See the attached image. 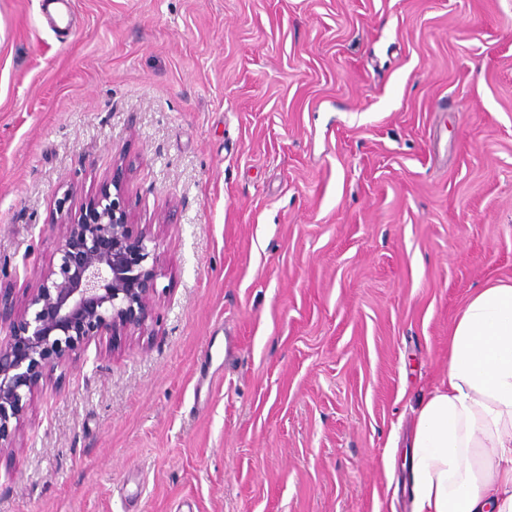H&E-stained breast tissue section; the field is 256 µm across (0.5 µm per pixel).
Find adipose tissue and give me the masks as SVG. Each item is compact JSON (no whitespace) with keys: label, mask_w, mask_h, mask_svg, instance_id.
<instances>
[{"label":"adipose tissue","mask_w":512,"mask_h":512,"mask_svg":"<svg viewBox=\"0 0 512 512\" xmlns=\"http://www.w3.org/2000/svg\"><path fill=\"white\" fill-rule=\"evenodd\" d=\"M412 512H512V281L458 311L448 377L416 416Z\"/></svg>","instance_id":"ef3b65f1"}]
</instances>
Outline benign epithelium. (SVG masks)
<instances>
[{
	"label": "benign epithelium",
	"mask_w": 512,
	"mask_h": 512,
	"mask_svg": "<svg viewBox=\"0 0 512 512\" xmlns=\"http://www.w3.org/2000/svg\"><path fill=\"white\" fill-rule=\"evenodd\" d=\"M128 165L112 162L99 191L78 207L64 197L59 260L36 270L17 297L0 286V457L16 448V431L42 380L93 341H141L154 335L156 240L131 219Z\"/></svg>",
	"instance_id": "7a95c632"
}]
</instances>
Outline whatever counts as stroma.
I'll return each instance as SVG.
<instances>
[{
	"label": "stroma",
	"mask_w": 512,
	"mask_h": 512,
	"mask_svg": "<svg viewBox=\"0 0 512 512\" xmlns=\"http://www.w3.org/2000/svg\"><path fill=\"white\" fill-rule=\"evenodd\" d=\"M69 6L0 0V282L122 157L157 322L48 376L0 512H411L455 315L512 280V0Z\"/></svg>",
	"instance_id": "stroma-1"
}]
</instances>
